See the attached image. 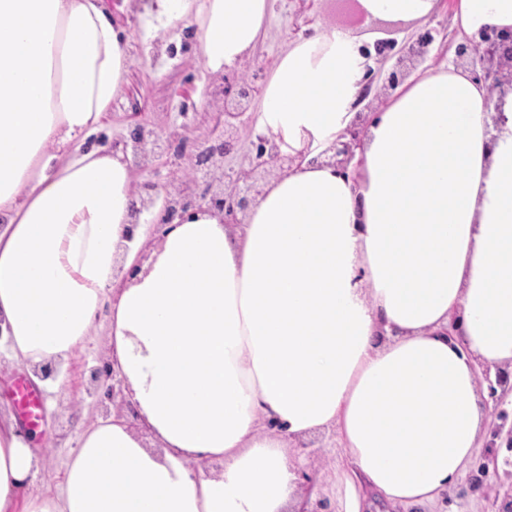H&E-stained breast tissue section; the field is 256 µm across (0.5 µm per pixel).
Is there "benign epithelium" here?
I'll return each instance as SVG.
<instances>
[{"mask_svg": "<svg viewBox=\"0 0 512 512\" xmlns=\"http://www.w3.org/2000/svg\"><path fill=\"white\" fill-rule=\"evenodd\" d=\"M432 39L427 37L406 45L397 53L392 66L384 72L382 88L395 89L408 72V64L427 53ZM457 56L471 57L472 66L482 71L481 83L490 93L506 81L512 83V32L486 30L481 35V42H463L457 46ZM243 116L241 112L224 110L217 113V125L221 126L222 134L237 133V122ZM137 147L143 153L163 148L158 135L143 128L135 137ZM259 144L255 160L246 168L227 171L224 169L225 143L210 145L191 155L192 185L182 189H161L154 183H145L141 189L145 194L139 195L138 204L133 206L134 215L153 207L157 193L164 192V221L169 223L175 217L195 211L208 209L224 214V223H239L238 214L245 212L250 203L258 195L255 190L256 170L264 168H284L289 158L278 146L266 137H258ZM362 145V131L353 125L346 134L340 136L329 148L331 155L328 163L343 170L355 157L356 150ZM126 386L121 376L117 360H112V398H120V409L136 417L139 415L136 405L125 396Z\"/></svg>", "mask_w": 512, "mask_h": 512, "instance_id": "benign-epithelium-1", "label": "benign epithelium"}]
</instances>
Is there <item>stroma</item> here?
<instances>
[{
    "label": "stroma",
    "mask_w": 512,
    "mask_h": 512,
    "mask_svg": "<svg viewBox=\"0 0 512 512\" xmlns=\"http://www.w3.org/2000/svg\"><path fill=\"white\" fill-rule=\"evenodd\" d=\"M204 0H192L190 15L178 28L165 27L151 7V0H101L113 26L129 42L131 64L121 80L119 94L103 130L90 136V143L117 145L124 152L137 183L179 186L186 182L190 162L172 168L168 156L141 164L135 151L138 128L155 131L171 144H184L186 153L217 144L219 132L214 115L223 109L245 112L248 121L237 138L231 139L224 157L225 169L248 165L256 154L253 118L259 108L267 80L289 43L312 36L329 27H348L366 35L365 46L377 53L379 42L397 44L431 35L428 63L448 64L466 74L474 69L468 58L457 57L461 33L454 22V0H439L436 12L424 22L388 23L365 20L356 0H271L269 18L252 53L236 67L221 73L204 65L197 40V16ZM241 77L252 83L256 94L250 102L225 101L228 80ZM112 313L103 306L91 336L76 351L56 378L42 381V421L33 429V450L41 464L32 477L35 489L49 491L61 482L69 459L74 456L82 433L92 425L123 417L131 431L142 437L145 447L158 448L141 420L121 416L118 405L107 394L106 385L93 384L92 370L112 367ZM496 420H486L483 443L477 457L460 480L445 493L440 512H512V449L504 438L494 437ZM295 456L311 462L318 491L313 512H337L339 484L336 462L342 450L335 433L316 434L295 448Z\"/></svg>",
    "instance_id": "obj_1"
}]
</instances>
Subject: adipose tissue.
I'll use <instances>...</instances> for the list:
<instances>
[{
  "instance_id": "adipose-tissue-1",
  "label": "adipose tissue",
  "mask_w": 512,
  "mask_h": 512,
  "mask_svg": "<svg viewBox=\"0 0 512 512\" xmlns=\"http://www.w3.org/2000/svg\"><path fill=\"white\" fill-rule=\"evenodd\" d=\"M427 20L438 0H357ZM270 0H205L211 72L252 52ZM462 30H512V0H457ZM363 38L332 27L282 53L255 132L294 156L240 224L136 222L123 152L76 149L128 66L97 0H0V343L61 366L112 305L130 397L162 451L120 420L83 434L63 482L0 427V512H305L290 450L334 431L340 512H435L472 462L476 368L512 364V95L452 67L415 71L364 127L353 171L327 162L356 118ZM224 463L213 473V461Z\"/></svg>"
}]
</instances>
